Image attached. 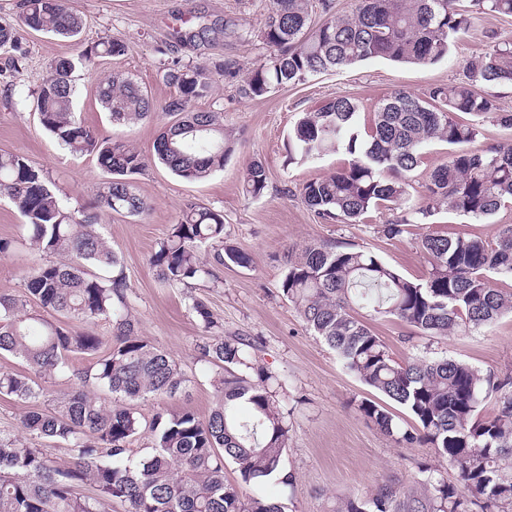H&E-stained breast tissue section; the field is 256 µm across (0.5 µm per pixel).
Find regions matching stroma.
<instances>
[{
    "mask_svg": "<svg viewBox=\"0 0 512 512\" xmlns=\"http://www.w3.org/2000/svg\"><path fill=\"white\" fill-rule=\"evenodd\" d=\"M20 3L0 0V22L16 26L22 46L18 53L0 49V150L24 154L42 168L66 206L94 203L105 172L92 157L63 149L27 102L49 75L52 63L69 57L77 62L73 73L77 117L101 136L132 144L148 161L143 171L130 177L146 209L135 215L103 210L98 223L99 233L124 266L140 334L169 352L187 378L184 393L176 399L142 400L139 411L149 418L187 407L205 416L215 406L211 368L198 348L203 329L189 306L196 297L207 304L225 335L250 340L251 362L281 383L279 404L290 427L285 465L295 480L289 486L274 479L246 484L233 467H226V480L236 484L243 496H266L281 503L285 512H336L339 500L366 498L389 481L410 488L426 469L441 470L448 479H455V470L431 445L398 446L361 416L358 405L372 393L304 326L283 296V253L312 240L346 242L414 279L427 270L420 248L424 234L493 238L499 225L512 224V200L503 202L487 219L440 209L425 222L410 226L402 237L389 239L381 226L391 219V211L380 209L362 223L343 224L322 219L307 207L300 196L302 185L340 169L348 157L330 154L289 163L288 134L301 113L339 96L355 100L358 123L364 126L379 101L391 92L403 90L423 97L433 86L467 81L473 60L512 40V17L485 16L461 35L447 58L429 66L375 58L274 88L254 99L239 95L237 81L214 77L211 94L195 101L193 108L221 114L232 152L223 170L205 180L187 182L156 160V138L169 116L162 114L133 126L112 123L98 102L97 86L121 72L138 81L155 100H168L176 90L162 75L167 62L174 59L210 69L230 60L236 62L240 75H247L269 54L256 37L269 0H70L83 20L75 41L22 27ZM203 25L210 32L196 44H183L175 36L180 28L196 30ZM226 25L231 35L223 33ZM104 37L122 40L124 55L80 62L86 46ZM253 160L261 161L268 175V188L257 198L242 185V172ZM190 204L223 211L224 232L229 242L251 255V267L218 269V281L201 280L191 289L158 282L148 259ZM1 237L13 240L14 248L0 257V293L23 294V277L40 257L28 245L24 217L4 196H0ZM369 325L400 360L450 357L484 373L512 372L510 315L477 331L434 338L415 333L392 316L376 317Z\"/></svg>",
    "mask_w": 512,
    "mask_h": 512,
    "instance_id": "obj_1",
    "label": "stroma"
}]
</instances>
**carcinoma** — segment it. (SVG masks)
Returning a JSON list of instances; mask_svg holds the SVG:
<instances>
[{
    "mask_svg": "<svg viewBox=\"0 0 512 512\" xmlns=\"http://www.w3.org/2000/svg\"><path fill=\"white\" fill-rule=\"evenodd\" d=\"M271 8L257 37L272 49L265 62L238 86L245 98L304 82L317 73L346 69L371 59L427 66L448 56L459 34L481 14L512 16V0H475L476 12L459 0H357L350 17L334 14V0H320L326 19L312 23V0H269ZM22 25L64 38L77 37L83 22L68 0H24ZM21 50L16 30L0 24V48ZM125 44L103 37L81 54L87 63L117 57ZM73 60L61 57L33 95L40 124L69 152L90 156L108 174L96 204L136 214L146 203L129 176L146 166L130 144L103 138L75 116ZM471 82L435 86L424 98L394 92L372 112L365 133L355 128L358 106L344 97L305 112L290 131V159L328 154L350 157L341 169L306 182L301 196L320 217L358 223L369 212L405 207L425 219L434 210L474 218L492 216L512 199V143L481 152L458 150L432 171L425 197L414 203L406 174L420 162L422 148L434 142L464 145L475 140L474 123L462 113L494 117L512 127V113L500 112L476 85L512 83V41L495 46L471 63ZM164 80L177 95L160 105L132 77L114 73L98 85L102 109L115 124H137L157 110L176 117L157 139L156 156L177 177L201 181L224 168L231 152L224 121L217 112L192 109L208 96L212 80L205 69L173 60ZM246 193L257 197L268 187L262 162L243 171ZM8 197L26 220L32 250L51 260L24 277L25 297L0 293V353L22 359L31 373L0 371V394L21 402L22 435L0 433V512H106L113 502L126 512H282V506L254 495L244 498L224 480L231 462L242 481L259 484L275 477L289 485L285 470L289 426L278 408L277 378L251 363L249 340L224 336L205 303L190 307L210 340L201 346L215 367L211 385L216 406L208 416L183 408L158 413L147 422L135 404L149 397L174 398L186 378L175 359L138 333L128 299L123 265L97 230L98 215L65 206L49 188L44 170L14 152L0 153V196ZM402 215L382 225L384 236L408 232ZM209 245L210 259L199 250ZM429 271L411 280L373 253L353 244L311 242L284 256L281 290L306 328L327 344L345 369L384 402L365 399L361 415L399 446L425 441L457 470L453 483L429 475L403 492L390 483L365 499H347L336 512H495L512 507V373H482L451 358L398 361L367 322L356 316L390 315L426 336H446L459 328L479 330L512 314V292L491 286L492 275L512 279V224L492 240L428 233L421 239ZM251 255L226 241L222 212L191 205L149 257L161 284L192 287L216 279L215 269L248 267ZM106 271L90 274L87 267ZM35 298L43 311L79 324L106 321L113 338L77 331L27 310ZM91 359L71 369L70 356ZM72 371L77 390L52 408H41L45 388L35 377ZM112 394L103 405L96 391ZM495 399L493 414L481 413ZM393 403L417 424L402 427L388 407ZM150 432L151 446L139 454L133 445ZM62 445L70 460L59 464L28 438ZM88 486L91 494L80 489Z\"/></svg>",
    "mask_w": 512,
    "mask_h": 512,
    "instance_id": "cac0c4a2",
    "label": "carcinoma"
}]
</instances>
